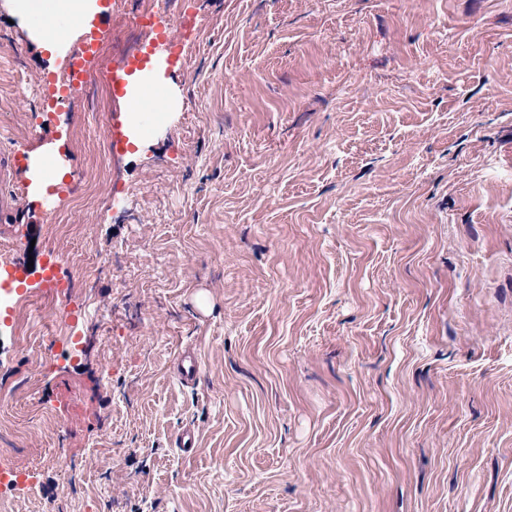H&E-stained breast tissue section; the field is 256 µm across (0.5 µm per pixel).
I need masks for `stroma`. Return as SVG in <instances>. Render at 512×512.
I'll list each match as a JSON object with an SVG mask.
<instances>
[{
  "mask_svg": "<svg viewBox=\"0 0 512 512\" xmlns=\"http://www.w3.org/2000/svg\"><path fill=\"white\" fill-rule=\"evenodd\" d=\"M191 8L169 112L110 151L123 99L41 100L84 27L53 56L0 0V156L54 130L73 187L18 168L0 241L28 292L56 263L83 342L30 349L0 305V448L38 485L0 512H512V0ZM174 372L184 385H194L200 373V363L194 351L183 348L174 362Z\"/></svg>",
  "mask_w": 512,
  "mask_h": 512,
  "instance_id": "1",
  "label": "stroma"
}]
</instances>
